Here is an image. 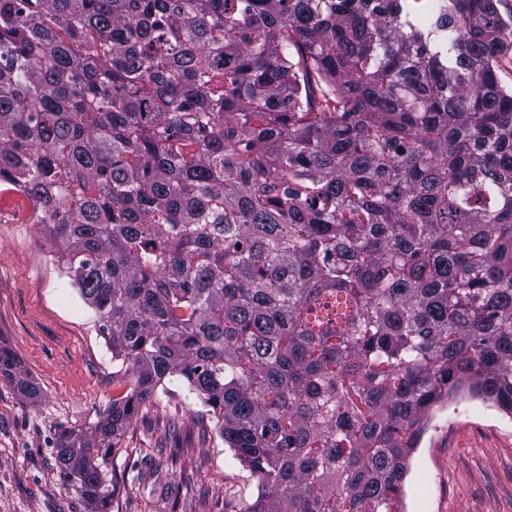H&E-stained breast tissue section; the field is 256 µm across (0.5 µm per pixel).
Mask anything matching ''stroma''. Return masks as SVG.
Masks as SVG:
<instances>
[{"instance_id": "35a3bbf8", "label": "stroma", "mask_w": 512, "mask_h": 512, "mask_svg": "<svg viewBox=\"0 0 512 512\" xmlns=\"http://www.w3.org/2000/svg\"><path fill=\"white\" fill-rule=\"evenodd\" d=\"M0 344L40 390L0 380V512H93L60 474L57 437L91 427L121 365L37 224L0 220ZM198 404L156 393L102 466L119 481L109 512H246L243 470L223 441L203 445ZM404 512H512V415L461 388L435 406L409 461Z\"/></svg>"}]
</instances>
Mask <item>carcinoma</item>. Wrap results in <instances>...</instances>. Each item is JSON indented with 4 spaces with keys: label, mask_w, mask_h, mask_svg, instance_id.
<instances>
[{
    "label": "carcinoma",
    "mask_w": 512,
    "mask_h": 512,
    "mask_svg": "<svg viewBox=\"0 0 512 512\" xmlns=\"http://www.w3.org/2000/svg\"><path fill=\"white\" fill-rule=\"evenodd\" d=\"M510 56L496 0H0V193L124 369L82 495L167 382L246 512H399L434 406L512 414Z\"/></svg>",
    "instance_id": "1"
}]
</instances>
